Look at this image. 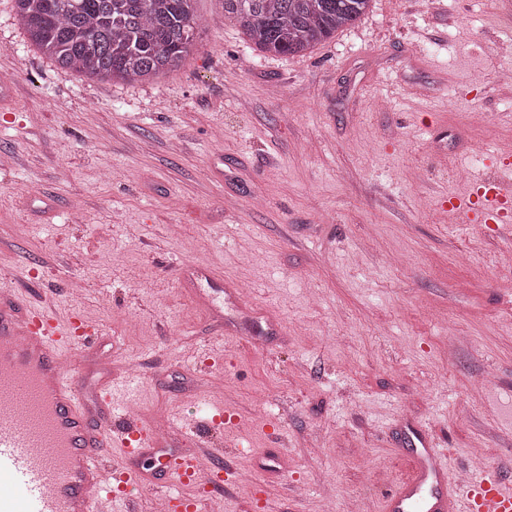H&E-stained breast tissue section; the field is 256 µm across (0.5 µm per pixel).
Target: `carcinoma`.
<instances>
[{"instance_id": "cac0c4a2", "label": "carcinoma", "mask_w": 512, "mask_h": 512, "mask_svg": "<svg viewBox=\"0 0 512 512\" xmlns=\"http://www.w3.org/2000/svg\"><path fill=\"white\" fill-rule=\"evenodd\" d=\"M193 0H14L30 43L59 68L140 83L194 46ZM371 0H224V19L262 53L305 55Z\"/></svg>"}]
</instances>
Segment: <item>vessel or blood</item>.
Wrapping results in <instances>:
<instances>
[{
	"mask_svg": "<svg viewBox=\"0 0 512 512\" xmlns=\"http://www.w3.org/2000/svg\"><path fill=\"white\" fill-rule=\"evenodd\" d=\"M511 207L512 188L494 177L451 204L462 214L479 210L487 224L501 223ZM97 335L82 317L63 325L0 291V512H104L117 501L124 512H139L131 488L144 456L164 474L153 490L168 512H200L196 499L169 490L202 481L223 488V464L209 455L178 456L157 428L117 415L111 372L95 388L80 383L72 354ZM408 442L415 470L387 496L384 512H512V487L495 469L472 470L461 485L424 434L413 432Z\"/></svg>",
	"mask_w": 512,
	"mask_h": 512,
	"instance_id": "obj_1",
	"label": "vessel or blood"
}]
</instances>
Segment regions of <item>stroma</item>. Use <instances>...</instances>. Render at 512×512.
Masks as SVG:
<instances>
[{
    "label": "stroma",
    "instance_id": "stroma-1",
    "mask_svg": "<svg viewBox=\"0 0 512 512\" xmlns=\"http://www.w3.org/2000/svg\"><path fill=\"white\" fill-rule=\"evenodd\" d=\"M499 0H373L304 56L224 0L159 79H89L0 0V285L94 322L147 419L224 415L203 512H382L417 429L512 481V232L448 210L512 180ZM217 272L241 306L180 264ZM250 469L254 480L235 481Z\"/></svg>",
    "mask_w": 512,
    "mask_h": 512
}]
</instances>
